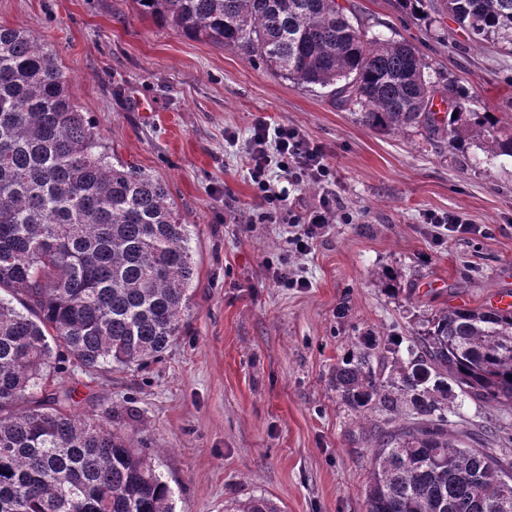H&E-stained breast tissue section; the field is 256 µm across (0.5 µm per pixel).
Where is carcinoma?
Masks as SVG:
<instances>
[{"label": "carcinoma", "instance_id": "cac0c4a2", "mask_svg": "<svg viewBox=\"0 0 512 512\" xmlns=\"http://www.w3.org/2000/svg\"><path fill=\"white\" fill-rule=\"evenodd\" d=\"M184 36L320 90L386 131L512 158V124L470 107L409 41L368 34L339 0H135ZM475 42L512 52V0H443ZM446 111L434 109L435 99ZM197 275L166 184L119 159L55 51L0 25V512H173L142 448L48 389L65 356L143 369L177 341ZM336 392L371 424L366 512H512V462L448 431V393L512 406V309L444 308L415 335L350 337ZM236 512H277L264 497Z\"/></svg>", "mask_w": 512, "mask_h": 512}]
</instances>
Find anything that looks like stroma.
I'll use <instances>...</instances> for the list:
<instances>
[{
	"mask_svg": "<svg viewBox=\"0 0 512 512\" xmlns=\"http://www.w3.org/2000/svg\"><path fill=\"white\" fill-rule=\"evenodd\" d=\"M370 32L406 39L471 106L512 118V54L472 43L451 16L422 20L397 0H348ZM0 25L35 32L57 53L71 97L123 160L161 178L187 223L197 265L182 334L142 370L58 381L78 410L112 417L174 490V512H231L251 497L279 512H365L366 428L332 377L351 336H410L437 310L512 295V158L372 129L326 97L245 55L140 16L133 0H0ZM297 128L336 175V218L293 266L272 269L320 192L271 178L280 210L256 204L244 145L257 119ZM234 133L237 143L226 140ZM453 213L473 234L435 241L425 219ZM393 271L397 291L370 280ZM454 431L496 423L512 460V409L456 395Z\"/></svg>",
	"mask_w": 512,
	"mask_h": 512,
	"instance_id": "1",
	"label": "stroma"
}]
</instances>
